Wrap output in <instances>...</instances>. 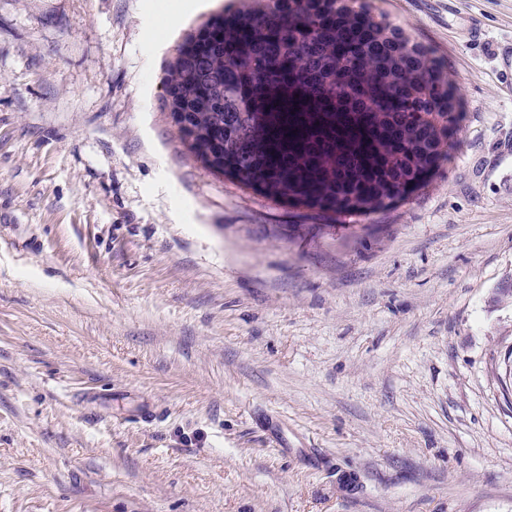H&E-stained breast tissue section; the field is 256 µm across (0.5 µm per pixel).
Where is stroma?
<instances>
[{
	"label": "stroma",
	"mask_w": 512,
	"mask_h": 512,
	"mask_svg": "<svg viewBox=\"0 0 512 512\" xmlns=\"http://www.w3.org/2000/svg\"><path fill=\"white\" fill-rule=\"evenodd\" d=\"M222 3L0 0V512H512V0H371L464 120L417 196L336 220L160 111ZM499 59L497 77L502 89L512 93V45L506 44L499 47L497 52Z\"/></svg>",
	"instance_id": "obj_1"
}]
</instances>
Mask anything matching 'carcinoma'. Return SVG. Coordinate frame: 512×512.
I'll return each instance as SVG.
<instances>
[{
  "label": "carcinoma",
  "instance_id": "obj_1",
  "mask_svg": "<svg viewBox=\"0 0 512 512\" xmlns=\"http://www.w3.org/2000/svg\"><path fill=\"white\" fill-rule=\"evenodd\" d=\"M276 20L214 12L190 29L169 65L160 109L183 151L215 176L255 164L253 88L296 84L270 96L279 122L252 191L321 215L381 211L425 188L456 144L462 115L453 74L421 44L372 13L367 0H276ZM350 70L352 122H325L304 87Z\"/></svg>",
  "mask_w": 512,
  "mask_h": 512
}]
</instances>
